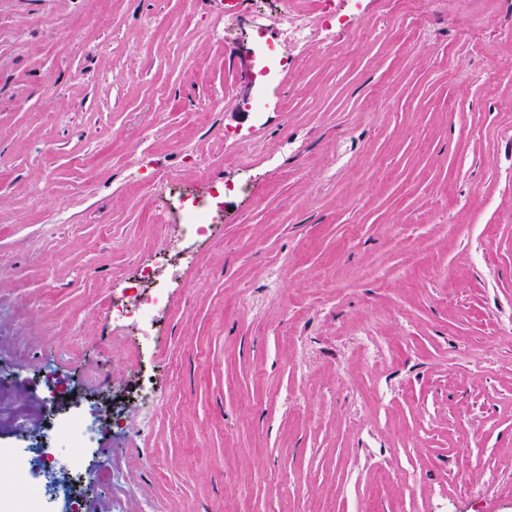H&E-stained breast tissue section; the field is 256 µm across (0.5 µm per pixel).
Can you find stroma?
<instances>
[{
  "mask_svg": "<svg viewBox=\"0 0 512 512\" xmlns=\"http://www.w3.org/2000/svg\"><path fill=\"white\" fill-rule=\"evenodd\" d=\"M439 7L362 0L264 92L224 0H0V448L53 364L144 428L89 512H512V0ZM148 261L144 347L100 302ZM223 194L224 192H219L218 196H212L209 201L180 199L169 208L170 211H175L182 228L180 238L169 242V251L183 252V244L186 241L202 235L210 224H214L217 217L214 201L220 199ZM143 277L151 285L147 288L152 290L141 298L136 295L131 308L126 305H115L111 300H107L104 307L112 319V327L123 329L134 325L144 337L151 335L149 330L154 326L155 313L158 308L167 305L171 293L168 280L161 278L154 270L146 271Z\"/></svg>",
  "mask_w": 512,
  "mask_h": 512,
  "instance_id": "1",
  "label": "stroma"
}]
</instances>
